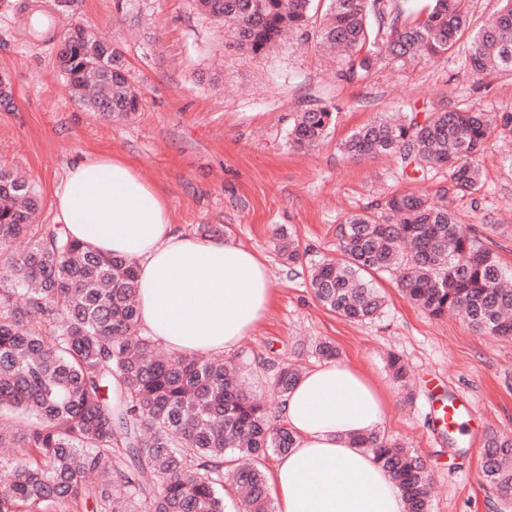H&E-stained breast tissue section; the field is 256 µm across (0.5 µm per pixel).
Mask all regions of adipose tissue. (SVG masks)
<instances>
[{"label": "adipose tissue", "instance_id": "obj_1", "mask_svg": "<svg viewBox=\"0 0 512 512\" xmlns=\"http://www.w3.org/2000/svg\"><path fill=\"white\" fill-rule=\"evenodd\" d=\"M57 223L103 253L135 260L140 325L175 352L233 351L265 316L270 272L231 240L178 231L167 198L118 156L68 168ZM387 401L357 368L329 361L303 374L281 416L296 436L272 473L276 512H406L400 490L355 436L379 429Z\"/></svg>", "mask_w": 512, "mask_h": 512}]
</instances>
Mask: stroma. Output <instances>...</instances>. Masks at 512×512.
<instances>
[{
	"label": "stroma",
	"mask_w": 512,
	"mask_h": 512,
	"mask_svg": "<svg viewBox=\"0 0 512 512\" xmlns=\"http://www.w3.org/2000/svg\"><path fill=\"white\" fill-rule=\"evenodd\" d=\"M74 23L123 56L142 98L131 120H104L69 97L58 49ZM0 76L14 97L11 109H0V166L36 184V225L54 224L55 192L75 160L125 158L166 193L181 230L200 237L218 230L268 265L272 302L231 353L258 399L279 410L268 364L309 371L321 363L312 343L330 341L340 360L384 390L382 433L427 461L432 512H512V498L480 470L487 438L512 435V338L477 333L453 313L427 317L387 274L376 280L384 309L362 323L327 311L308 285L312 265L339 256L337 224L406 189L446 194L462 223L495 224L491 248L512 269V169L504 164L512 139L487 141L476 204L452 192L444 174L407 176L391 159L352 160L338 149L356 128L400 109L474 101L512 111V76L476 84L458 76L455 60L441 59L405 69L386 65L346 82L300 39L261 60L224 47L193 0H81L72 17L59 14L55 0H0ZM324 106L336 111L326 141L312 151L291 148L294 113ZM281 232L299 243L301 264L283 263L276 248ZM392 352L408 368V388L391 379ZM441 401L466 408L454 433L434 423Z\"/></svg>",
	"instance_id": "35a3bbf8"
}]
</instances>
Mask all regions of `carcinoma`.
<instances>
[{
    "label": "carcinoma",
    "mask_w": 512,
    "mask_h": 512,
    "mask_svg": "<svg viewBox=\"0 0 512 512\" xmlns=\"http://www.w3.org/2000/svg\"><path fill=\"white\" fill-rule=\"evenodd\" d=\"M224 30V45L262 59L287 35L336 57L353 81L391 64L454 57L479 83L512 75V0L478 22L470 0H426L416 13L397 0H194ZM72 99L105 119L138 111L125 61L95 35L77 40L64 68ZM328 107L293 117L296 150L322 144L334 124ZM512 137V112L476 104L424 113L399 111L356 130L341 150L352 159L387 156L403 173L444 171L459 194L484 186L476 162L492 135ZM35 184L0 168V247L29 238L0 268V512H225L229 490L242 512H274L263 461L283 455L294 435L250 395L221 357L161 354L140 327L137 265L68 236L61 225L37 235ZM341 258L313 267L310 286L327 310L351 321L382 308L376 273L397 272L403 295L427 315L457 311L477 332L512 337L508 274L482 234L459 223L445 196L393 193L380 209L345 217ZM285 397L298 372L272 367ZM354 444L373 455L400 489L407 512H430L423 459L380 432ZM482 476L512 493V437L492 435Z\"/></svg>",
    "instance_id": "carcinoma-1"
}]
</instances>
